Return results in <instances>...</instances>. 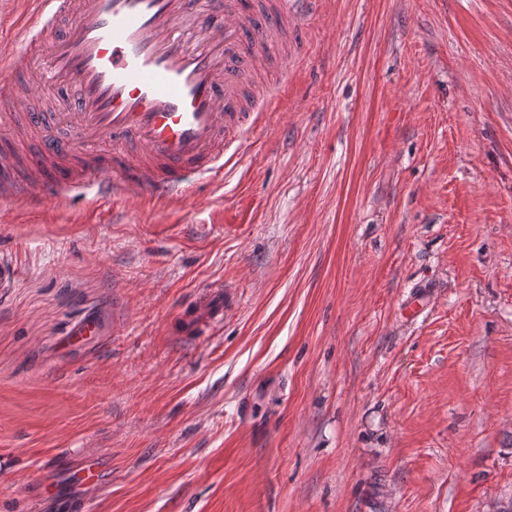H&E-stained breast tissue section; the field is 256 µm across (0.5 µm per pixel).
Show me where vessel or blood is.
<instances>
[{"label": "vessel or blood", "instance_id": "b4317fda", "mask_svg": "<svg viewBox=\"0 0 512 512\" xmlns=\"http://www.w3.org/2000/svg\"><path fill=\"white\" fill-rule=\"evenodd\" d=\"M320 0H26L0 53V202L41 205L95 187L186 196L263 111L273 63ZM66 84L52 110L43 89Z\"/></svg>", "mask_w": 512, "mask_h": 512}]
</instances>
